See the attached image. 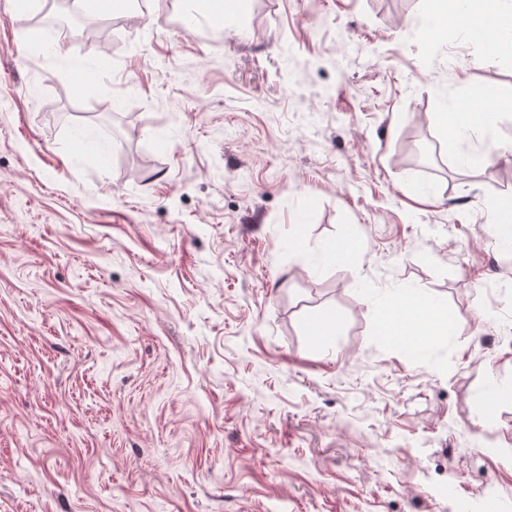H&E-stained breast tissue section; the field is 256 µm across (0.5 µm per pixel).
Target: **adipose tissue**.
<instances>
[{
	"label": "adipose tissue",
	"mask_w": 512,
	"mask_h": 512,
	"mask_svg": "<svg viewBox=\"0 0 512 512\" xmlns=\"http://www.w3.org/2000/svg\"><path fill=\"white\" fill-rule=\"evenodd\" d=\"M441 7L452 10L454 18H457L462 31L470 40H478L484 31H512V0H443ZM453 325L452 317L406 294L395 307L383 314L379 333L387 341L396 344L401 337L417 336L426 339L448 331Z\"/></svg>",
	"instance_id": "adipose-tissue-1"
}]
</instances>
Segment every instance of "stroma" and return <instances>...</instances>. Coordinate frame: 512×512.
I'll return each mask as SVG.
<instances>
[{
  "mask_svg": "<svg viewBox=\"0 0 512 512\" xmlns=\"http://www.w3.org/2000/svg\"><path fill=\"white\" fill-rule=\"evenodd\" d=\"M52 2L0 0V512H512V114L439 126L512 56L430 0ZM454 326L448 314H442L431 304L418 303L413 296L405 293L395 307L383 314L379 334L389 342L401 343L399 336H420L417 344Z\"/></svg>",
  "mask_w": 512,
  "mask_h": 512,
  "instance_id": "1",
  "label": "stroma"
}]
</instances>
